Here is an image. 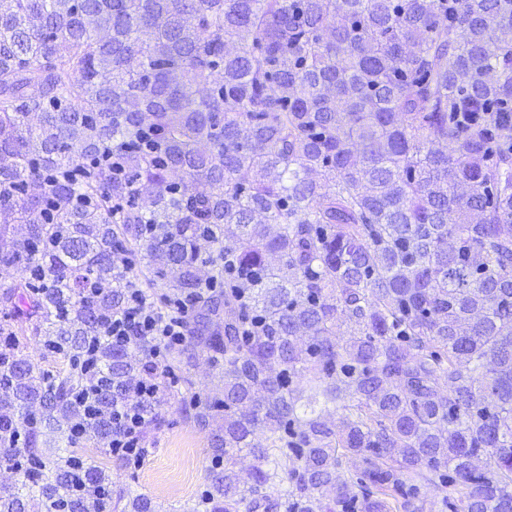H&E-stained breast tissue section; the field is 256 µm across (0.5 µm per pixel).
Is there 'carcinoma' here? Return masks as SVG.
<instances>
[{
    "instance_id": "carcinoma-1",
    "label": "carcinoma",
    "mask_w": 512,
    "mask_h": 512,
    "mask_svg": "<svg viewBox=\"0 0 512 512\" xmlns=\"http://www.w3.org/2000/svg\"><path fill=\"white\" fill-rule=\"evenodd\" d=\"M0 264V512H155L75 448L172 399L189 512H512V0H0ZM140 287L211 394L112 340ZM25 343L23 354L30 362L35 374L56 370V365L51 361V358L45 356L44 350L38 343L33 339H28ZM194 365L191 369L192 392L204 395L217 383L214 363L206 355L199 353L195 356Z\"/></svg>"
}]
</instances>
